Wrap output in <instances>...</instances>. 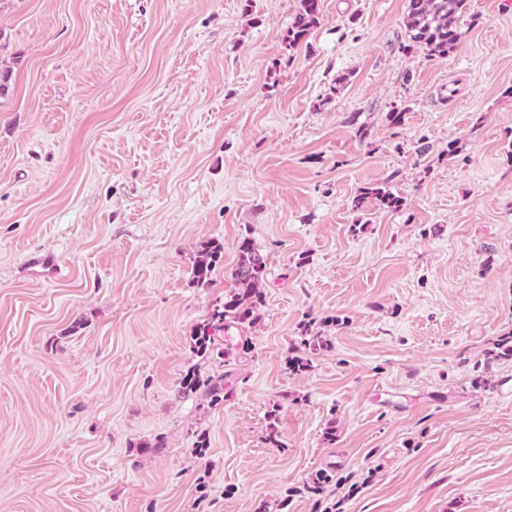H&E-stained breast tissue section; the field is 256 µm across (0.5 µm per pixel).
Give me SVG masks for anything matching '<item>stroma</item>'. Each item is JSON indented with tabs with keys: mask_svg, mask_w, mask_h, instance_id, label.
Listing matches in <instances>:
<instances>
[{
	"mask_svg": "<svg viewBox=\"0 0 512 512\" xmlns=\"http://www.w3.org/2000/svg\"><path fill=\"white\" fill-rule=\"evenodd\" d=\"M407 6L0 0V512H512V0L443 59ZM245 237L260 318L195 354ZM320 0H302V10L296 16L294 25L288 30L286 40L288 47H297L311 26L317 23L320 12ZM366 199L373 200L375 205L381 209L397 210L403 203L401 197L395 196L393 193L381 187H375L364 190L360 197L354 201V207H361ZM199 248L192 268V281L197 286H207L212 281L216 267L224 260V244L211 239ZM301 337L300 345L295 347L300 355L291 356L288 360L289 366L297 372H301L302 369L309 366L310 359L307 358L308 355H316L320 352L327 351L332 346L328 336H324L319 332L312 334L309 333L308 329H305ZM180 387L189 391H197L203 388V392L211 405H218L224 400L223 377L201 379L195 370L192 369L181 379Z\"/></svg>",
	"mask_w": 512,
	"mask_h": 512,
	"instance_id": "stroma-1",
	"label": "stroma"
}]
</instances>
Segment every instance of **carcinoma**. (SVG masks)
<instances>
[{"mask_svg": "<svg viewBox=\"0 0 512 512\" xmlns=\"http://www.w3.org/2000/svg\"><path fill=\"white\" fill-rule=\"evenodd\" d=\"M466 5V0H409L406 27L410 43L405 49L415 47L426 51L431 58H446L460 40L457 18ZM320 12L319 0H302V10L296 16L294 25L288 30V46L296 47L303 40L311 26L317 23ZM371 199L381 209L397 210L402 198L380 187L368 188L354 201L359 208L365 200ZM239 261L232 273L234 286L224 292V303L213 309L209 318L196 327L193 334V350L199 354L211 351L216 332L228 330L236 325H252L260 318L264 304L262 291L266 263L253 244L243 239L238 245ZM224 260V243L211 239L200 245L192 268V281L198 286H207L212 281L216 267ZM331 340L323 334L304 331L298 354L290 357L289 366L300 372L309 366V356L330 349ZM184 390H203L209 403L218 405L224 401V377L200 378L195 370L181 379Z\"/></svg>", "mask_w": 512, "mask_h": 512, "instance_id": "carcinoma-1", "label": "carcinoma"}]
</instances>
